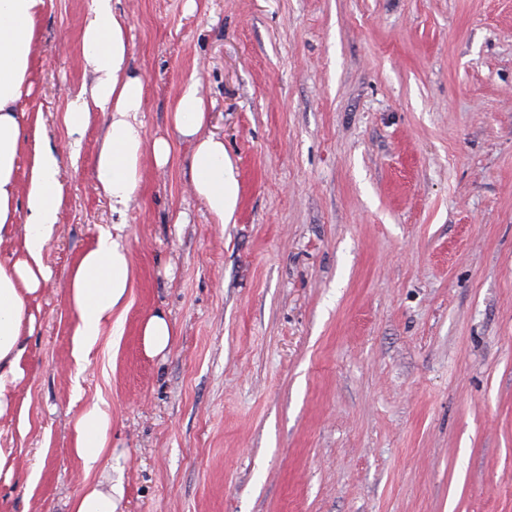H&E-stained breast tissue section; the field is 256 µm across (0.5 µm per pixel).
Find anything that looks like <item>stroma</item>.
<instances>
[{"mask_svg": "<svg viewBox=\"0 0 512 512\" xmlns=\"http://www.w3.org/2000/svg\"><path fill=\"white\" fill-rule=\"evenodd\" d=\"M112 4L170 160L113 212L109 113L63 122L92 0H46L17 191L50 148L64 195L0 416V512H71L88 479L122 484L117 512H512V0ZM193 77L238 168L230 224L170 123ZM116 224L128 308L79 364L69 278ZM95 404L112 428L87 477L73 427ZM142 336L146 350L152 354L164 352L171 343L173 331L163 315H152L142 325Z\"/></svg>", "mask_w": 512, "mask_h": 512, "instance_id": "35a3bbf8", "label": "stroma"}]
</instances>
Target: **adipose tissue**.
<instances>
[{
    "label": "adipose tissue",
    "instance_id": "ef3b65f1",
    "mask_svg": "<svg viewBox=\"0 0 512 512\" xmlns=\"http://www.w3.org/2000/svg\"><path fill=\"white\" fill-rule=\"evenodd\" d=\"M45 0H0V240L16 222V172L25 124L19 102L28 90L33 45ZM127 17L112 0H94L82 31V56L92 76L71 101L64 122L71 132L84 130L91 113L111 115L108 134L96 156L94 176L112 202L126 213L141 180L144 154L157 166L168 163V140L146 142L139 115L144 108L143 75L129 65ZM173 128L193 144L194 195L214 223L233 222L239 202L237 168L222 139L209 133L207 103L196 81H187L174 100ZM63 185L53 150L34 160L26 192L27 232L23 256L0 262V415L11 406V393L23 375L19 339L27 321V301L46 276L43 252L60 221ZM129 254L110 233H102L83 254L69 281V301L77 316L73 357L83 362L112 317L123 316L131 286ZM111 418L100 406L84 411L74 425V453L85 473L100 465L106 452Z\"/></svg>",
    "mask_w": 512,
    "mask_h": 512
}]
</instances>
